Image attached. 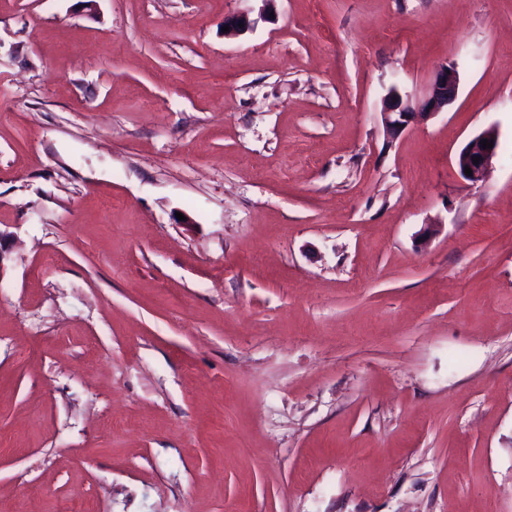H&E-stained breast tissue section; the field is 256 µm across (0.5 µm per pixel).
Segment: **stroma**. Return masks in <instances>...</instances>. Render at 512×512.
<instances>
[{
	"label": "stroma",
	"instance_id": "1",
	"mask_svg": "<svg viewBox=\"0 0 512 512\" xmlns=\"http://www.w3.org/2000/svg\"><path fill=\"white\" fill-rule=\"evenodd\" d=\"M259 8L0 0V512H512V0ZM459 86L458 70L445 64L437 68L432 82L419 96L404 98L397 88H391L383 99L381 112L387 132L395 136L410 124L448 108L457 99ZM481 140L493 142V147L484 149ZM498 136L495 128H488L471 138L458 152L455 158V165L459 175L471 184L485 181L487 173L492 166L493 158L496 156ZM475 156L479 157L478 163H473ZM465 167H469L472 176L464 173Z\"/></svg>",
	"mask_w": 512,
	"mask_h": 512
}]
</instances>
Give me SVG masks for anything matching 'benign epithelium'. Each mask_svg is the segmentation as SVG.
<instances>
[{
	"label": "benign epithelium",
	"instance_id": "obj_1",
	"mask_svg": "<svg viewBox=\"0 0 512 512\" xmlns=\"http://www.w3.org/2000/svg\"><path fill=\"white\" fill-rule=\"evenodd\" d=\"M224 25L229 27L231 34L240 36L254 29L255 20L247 12L233 13L224 17ZM459 86L458 70L453 65L445 64L437 68L432 82L419 96L405 97L397 87H392L383 99L382 116L387 132L395 136L410 124L443 111L457 99ZM483 140L492 142L493 147L483 148ZM497 145V132L492 127L471 138L455 158L459 175L472 184L485 181L496 156ZM476 156L479 161L475 163L473 159ZM467 167L471 169L470 176L464 173Z\"/></svg>",
	"mask_w": 512,
	"mask_h": 512
}]
</instances>
